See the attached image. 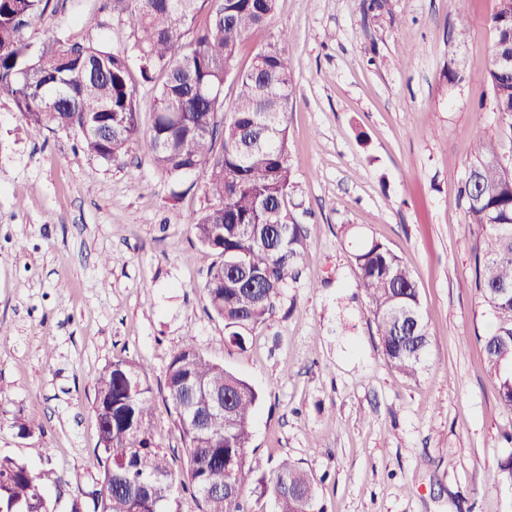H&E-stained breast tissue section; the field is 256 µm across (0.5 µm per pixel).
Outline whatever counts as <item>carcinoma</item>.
Returning a JSON list of instances; mask_svg holds the SVG:
<instances>
[{"mask_svg": "<svg viewBox=\"0 0 512 512\" xmlns=\"http://www.w3.org/2000/svg\"><path fill=\"white\" fill-rule=\"evenodd\" d=\"M134 36L131 52L51 37L35 44L26 30L48 19L52 0H0V96H9L36 133L75 131L85 151L120 161L137 145L164 176L180 181L200 174L209 204L189 222L197 241L218 261L204 285L214 314L224 321L232 346L275 309L280 290L295 277L309 246L303 225L289 221L298 193L288 163L287 114L293 98L292 62L282 31L238 69L242 46L268 28L277 0H109ZM207 8L205 24L192 40L185 31ZM494 43L512 50V0H496ZM136 62L142 79L164 77L153 104L152 123L141 130V103L130 78ZM236 91L229 109L221 92L230 73ZM493 111L512 114V71L488 60ZM466 224L477 230L474 288L489 307L493 324L481 343L498 397L512 409V126L481 142L459 190ZM360 286L371 306L388 361L414 377L430 343L417 283L385 244L364 242L353 254ZM256 274L246 279L238 264ZM138 390L129 392V377ZM166 403L175 416L184 472L177 476L152 434L154 407L145 370L134 362L108 364L95 383L94 404L112 406L100 420L101 475L87 492L93 512H179L175 483L188 485L200 512H322L313 478L284 459L270 473L248 455L250 425L259 400L256 389L226 367L207 359L193 340L171 357L165 372ZM228 398L231 417L208 410V401ZM261 473L260 491L249 503L244 473ZM52 472L36 473L24 462L0 457V512H51L45 485ZM206 484L224 487L206 496Z\"/></svg>", "mask_w": 512, "mask_h": 512, "instance_id": "carcinoma-1", "label": "carcinoma"}]
</instances>
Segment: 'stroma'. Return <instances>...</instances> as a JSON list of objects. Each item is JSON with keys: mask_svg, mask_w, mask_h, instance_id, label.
I'll return each mask as SVG.
<instances>
[{"mask_svg": "<svg viewBox=\"0 0 512 512\" xmlns=\"http://www.w3.org/2000/svg\"><path fill=\"white\" fill-rule=\"evenodd\" d=\"M368 2L277 0L272 28L290 34L295 87L293 216L311 247L242 349L204 292L218 256L188 227L208 204L202 185L173 196L140 147L103 161L76 132L34 133L0 97V456L56 473L53 512H90L94 386L118 359L145 368L154 439L182 472L163 397L189 338L260 392L250 455L269 469L298 463L324 512H512L497 467L512 455V411L476 340L492 318L458 205L478 143L512 125L486 78L495 0H381L372 12ZM27 35L115 51L134 41L107 0H59ZM452 69L461 83L449 84ZM371 239L419 288L430 345L413 378L386 358L359 286L353 255ZM19 416L42 431L19 435Z\"/></svg>", "mask_w": 512, "mask_h": 512, "instance_id": "1", "label": "stroma"}]
</instances>
